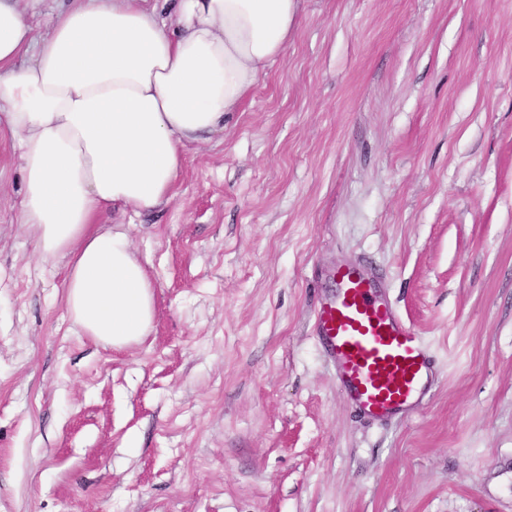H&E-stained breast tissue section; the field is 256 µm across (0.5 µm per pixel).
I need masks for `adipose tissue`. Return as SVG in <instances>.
Wrapping results in <instances>:
<instances>
[{
    "mask_svg": "<svg viewBox=\"0 0 512 512\" xmlns=\"http://www.w3.org/2000/svg\"><path fill=\"white\" fill-rule=\"evenodd\" d=\"M71 0L34 38L0 0V117L15 141L19 221L65 262L83 333L121 350L150 335L153 282L109 210L171 201L189 145L222 131L288 45L300 0Z\"/></svg>",
    "mask_w": 512,
    "mask_h": 512,
    "instance_id": "obj_1",
    "label": "adipose tissue"
}]
</instances>
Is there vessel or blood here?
I'll return each mask as SVG.
<instances>
[{
    "instance_id": "1",
    "label": "vessel or blood",
    "mask_w": 512,
    "mask_h": 512,
    "mask_svg": "<svg viewBox=\"0 0 512 512\" xmlns=\"http://www.w3.org/2000/svg\"><path fill=\"white\" fill-rule=\"evenodd\" d=\"M335 296L315 311V330L333 362L342 396L367 417L415 411L433 378V360L416 328L356 265L337 267Z\"/></svg>"
}]
</instances>
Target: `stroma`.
<instances>
[{
    "mask_svg": "<svg viewBox=\"0 0 512 512\" xmlns=\"http://www.w3.org/2000/svg\"><path fill=\"white\" fill-rule=\"evenodd\" d=\"M0 136V512H512V0H301L172 201L109 213L155 320L74 325ZM377 272L436 379L388 424L313 336Z\"/></svg>",
    "mask_w": 512,
    "mask_h": 512,
    "instance_id": "35a3bbf8",
    "label": "stroma"
}]
</instances>
